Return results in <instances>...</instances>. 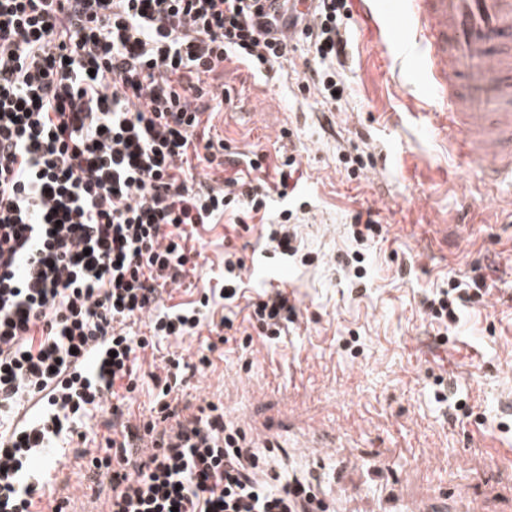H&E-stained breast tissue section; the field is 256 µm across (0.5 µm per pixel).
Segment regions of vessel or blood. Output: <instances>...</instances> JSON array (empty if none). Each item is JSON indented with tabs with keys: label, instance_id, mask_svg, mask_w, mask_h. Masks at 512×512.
Instances as JSON below:
<instances>
[{
	"label": "vessel or blood",
	"instance_id": "vessel-or-blood-1",
	"mask_svg": "<svg viewBox=\"0 0 512 512\" xmlns=\"http://www.w3.org/2000/svg\"><path fill=\"white\" fill-rule=\"evenodd\" d=\"M375 39L411 50L458 154L512 181V0H354Z\"/></svg>",
	"mask_w": 512,
	"mask_h": 512
}]
</instances>
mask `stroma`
I'll use <instances>...</instances> for the list:
<instances>
[{
    "instance_id": "1",
    "label": "stroma",
    "mask_w": 512,
    "mask_h": 512,
    "mask_svg": "<svg viewBox=\"0 0 512 512\" xmlns=\"http://www.w3.org/2000/svg\"><path fill=\"white\" fill-rule=\"evenodd\" d=\"M346 36V90L333 106L299 93L301 54L278 74L224 69L232 95L212 134L235 152L296 157L307 177L290 197H272L265 219L295 211L296 244L315 261L274 253L260 230L236 232L231 213L203 232L198 272L191 287L172 291V303L222 281L230 243L246 258L248 296L286 286L301 317L277 342L239 334L209 352L211 366L183 399L218 404L239 427L249 416L267 421L286 442L276 454L282 472L316 476L332 512H468L475 502L512 512V185L485 189L476 166L449 155L432 101L396 51H382L354 19ZM286 130L291 139H282ZM344 152L367 157L359 177L341 162ZM367 210L383 236L360 248L350 226ZM356 249L366 278L352 287L336 258ZM477 269L487 294L439 344L423 298ZM211 340L204 329L145 355L134 418L155 414L149 373L162 354L192 359ZM277 367L301 371L303 387L270 391ZM33 467L48 472L74 512H103L110 480L92 478L74 450Z\"/></svg>"
}]
</instances>
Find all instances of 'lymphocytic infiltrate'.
<instances>
[{
    "label": "lymphocytic infiltrate",
    "instance_id": "1",
    "mask_svg": "<svg viewBox=\"0 0 512 512\" xmlns=\"http://www.w3.org/2000/svg\"><path fill=\"white\" fill-rule=\"evenodd\" d=\"M349 16V0H0V512H31L32 461L63 435L84 446L106 394L136 390L142 353L234 330L208 317L244 295L234 252L221 286L176 309L164 296L196 273L200 227L232 210L248 229L305 173L256 153L251 178L221 175L207 120L231 99L220 78L229 64L270 73L303 41L319 65L298 89L332 99ZM485 288L449 279L425 312L450 327ZM298 317L281 286L248 314L270 340ZM190 368L169 357L152 373L155 418L113 406L106 451L89 459L110 478L107 512H327L309 477L268 474L217 404L186 414Z\"/></svg>",
    "mask_w": 512,
    "mask_h": 512
}]
</instances>
